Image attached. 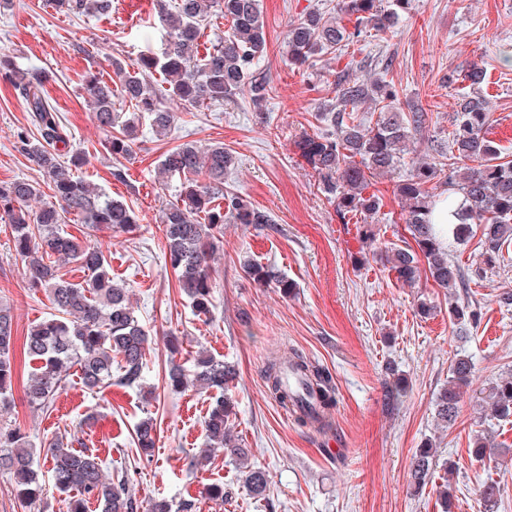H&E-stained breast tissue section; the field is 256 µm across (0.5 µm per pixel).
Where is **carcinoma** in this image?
I'll use <instances>...</instances> for the list:
<instances>
[{
    "instance_id": "carcinoma-1",
    "label": "carcinoma",
    "mask_w": 512,
    "mask_h": 512,
    "mask_svg": "<svg viewBox=\"0 0 512 512\" xmlns=\"http://www.w3.org/2000/svg\"><path fill=\"white\" fill-rule=\"evenodd\" d=\"M58 11L73 15H95L107 11L111 0H54ZM341 14L327 16L318 9L305 13L290 25L285 44L288 62L302 66L318 55L342 53L366 30L392 37L410 0H341ZM158 21L165 38L159 53L142 52L132 70L112 62L120 75V90L112 89L97 74L85 77L91 118L109 133L108 149L113 155L127 156L137 138L140 122L147 121L159 136H167L175 112L166 106L168 98L182 106L202 107L222 104L248 89L252 103L262 104L272 91L266 75L254 68L255 60L267 50L259 0H156ZM219 14L229 23L224 39L204 56H199L201 27ZM354 19L353 28L344 23ZM0 70L11 77L29 112L30 122L39 134L31 141L20 137L21 149L44 173L50 194L41 184L16 180L0 186V208L13 225V245L25 263L29 287L48 292L56 314L28 330L23 352L36 364L24 384V398L33 409H44L62 388L63 377L77 368L82 387L96 391L116 383L140 386L144 381L149 350L148 330L134 315L129 287L113 281L110 265L98 242L78 241L62 225L74 215L92 232L102 229L125 233L137 224V215L127 203L110 199L93 183L75 175L88 159L80 150L61 152L58 144L69 143V135L56 107L45 96L47 75L43 71L21 69L12 57L0 52ZM166 84V95L156 89L154 76ZM335 105L330 112L315 115L326 118L331 133L304 134L294 147L317 180V189L340 216L350 213L375 215L381 199L366 190L380 175L392 174L405 152L416 144V136L426 127L422 109L401 112L395 107L397 90L380 76L370 81L341 76L328 83ZM129 104L133 112L116 108L117 100ZM367 106L376 116L366 122L358 108ZM490 113L487 101L478 95H463L456 103L448 150L437 151L431 161L412 162L410 173L396 184L405 202L402 220L414 246L385 251L389 270L403 284L413 287L421 275L450 291V319L465 326L480 320L469 303L460 300L455 289L467 287L460 266L448 257L440 238L439 225L432 223L435 190L440 175L444 183L460 194L451 216L456 219L451 232L461 240L480 228L484 264H496L503 247L512 241V160L500 161L496 143L485 135ZM233 163L232 155L218 143L206 147L183 143L168 149L158 165L160 185L169 179H184L179 198L164 209L162 224L166 239L165 266L171 268L178 288L187 296L194 311L210 312L212 299L211 258L224 224H270L271 217L242 196L224 190V172ZM74 261L92 273L87 284L72 282L59 275L61 262ZM242 268L253 281L288 293L291 284L284 277L249 259ZM15 316L12 307L0 302V412L14 403L16 366ZM119 373L112 376V365ZM300 375L308 394H317L320 407L315 414H299L302 425L321 424L335 404L331 376L293 352L286 361H273L265 370L268 388L283 407L294 409L297 396L284 385L288 370ZM473 363L459 355L449 366L448 385L434 400L436 420L444 427L455 425L467 389L471 385ZM232 365L207 351L196 352L193 368L172 364L167 385L173 390L193 387L211 394L204 427L208 448L194 458L197 466L211 452L224 449L245 466L247 491L261 498L269 489V477L260 467L245 464L248 450L240 447L231 430L234 403L225 394L233 381ZM485 420L512 418V375L502 376L479 391ZM472 456L478 462H494L503 453L483 432L472 438ZM134 442L145 457L155 445L154 420L147 417L135 428ZM47 473L52 486L71 495L70 512H87L95 502L99 512H138L127 479H111L104 474L103 459L96 452L74 442L54 438L44 444ZM439 463L433 444L425 442L413 455L410 486L418 494L426 489ZM14 481L17 495L26 502L37 500L44 491L42 476L35 468L33 451L20 428L0 426V473ZM150 512H197L196 503L184 500L178 505L164 497L151 503Z\"/></svg>"
}]
</instances>
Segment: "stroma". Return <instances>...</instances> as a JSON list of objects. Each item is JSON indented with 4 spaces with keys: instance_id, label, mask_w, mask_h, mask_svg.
Masks as SVG:
<instances>
[{
    "instance_id": "1",
    "label": "stroma",
    "mask_w": 512,
    "mask_h": 512,
    "mask_svg": "<svg viewBox=\"0 0 512 512\" xmlns=\"http://www.w3.org/2000/svg\"><path fill=\"white\" fill-rule=\"evenodd\" d=\"M336 3L260 0L267 52L256 66L273 87L262 109L245 92L221 106L177 108L168 137L142 126L126 158L107 152V135L91 119L84 77L92 71L117 83L112 60L129 64L146 49H162L153 0H112L111 11L96 16L61 13L51 0H11L0 7V50L19 67L46 72V94L72 145L89 159L79 176L138 216L133 233L103 230L96 238L113 277L130 285L135 316L151 332L144 385L157 396L148 405L141 387L115 385L91 393L71 372L45 410L30 409L22 389L14 388L16 407L0 415V424L19 426L35 447L60 436L83 442L103 459L107 476L126 477L144 505L165 496L195 501L198 512H441L440 493L447 486L452 512H512V452L492 467L471 455L473 435L481 428L478 401H465L457 423L447 429L438 425L433 407L456 355L472 358L477 389L512 373V306L499 303L503 292L512 291V244L492 268L481 265L478 236L454 245L451 258L471 275L461 298L481 313L477 327L459 330L448 317L445 289L426 278L412 288L402 285L371 258L409 240L395 186L409 173L411 157H404L394 175L373 180L370 190L382 207L367 219L374 237L366 241V224L336 212L293 147L303 133L331 132V124L315 115L330 109L326 81L353 60L359 79L386 73L398 91L399 109L415 104L427 112L420 155H428L431 140L447 143L457 99L477 92L491 112L488 137L512 160V0H411L391 39L368 31L342 56L324 55L301 69L288 65L282 52L289 24L310 8L330 10ZM472 64L486 73L474 87L462 79ZM33 131L23 99L0 71V184L42 181L17 138ZM186 142L224 144L236 158L224 175L225 189L272 217L268 224L225 225L213 263L212 306L201 317L165 267L162 210L177 199L178 184L163 188L156 179L162 154ZM247 257L287 277L291 292L255 283L241 268ZM1 299L13 306L20 337L54 312L44 291L28 288L13 250L12 226L0 211ZM423 302L432 308L425 317L418 312ZM172 335L182 344L175 357L168 349ZM201 348L237 369L228 390L236 410L234 433L249 448L250 463L269 475L265 498L247 492L243 470L229 454L191 464L205 444L210 400L191 388L172 391L165 376L171 363L187 364ZM294 350L332 377L336 404L323 429L298 426L267 389L269 361ZM399 378L407 391L396 407H387L384 393ZM148 416L157 432L146 460L133 437ZM428 439L455 469L437 470L425 493L416 496L409 487L410 464ZM487 479L501 484L491 508L476 493ZM214 484L223 486L224 500L206 496ZM0 512H67V497L50 487L40 501H20L13 481L0 474Z\"/></svg>"
}]
</instances>
